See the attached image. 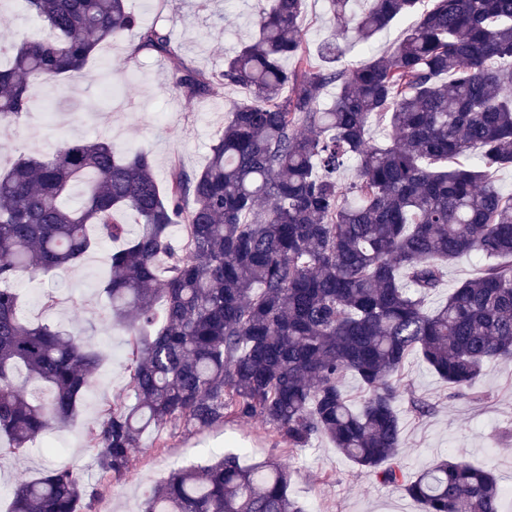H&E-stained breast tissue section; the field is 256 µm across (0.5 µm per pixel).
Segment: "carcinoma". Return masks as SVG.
Wrapping results in <instances>:
<instances>
[{
  "label": "carcinoma",
  "mask_w": 512,
  "mask_h": 512,
  "mask_svg": "<svg viewBox=\"0 0 512 512\" xmlns=\"http://www.w3.org/2000/svg\"><path fill=\"white\" fill-rule=\"evenodd\" d=\"M349 3L328 0L336 33L313 56L304 0H271L253 39L210 77L185 67L132 0H24L41 35L0 44V127L32 107L35 81L80 77L100 43L133 28V52L169 59L184 96L233 85L253 98L231 104L203 169L178 170L164 190L148 153L125 156L102 139H63L0 173L5 451L21 456L69 422L99 359L80 337L24 321L14 282L124 239L104 292L131 336L133 400L86 431L104 482L130 473L150 428L256 418L291 451L330 440L422 512H500L489 469L454 458L406 470L398 403L412 355L454 390L473 389L489 363H512V194L497 184L512 166V0H367L353 16ZM413 14L391 51L339 66L343 23L369 45ZM374 120L389 127L382 144L369 137ZM351 161L356 178L342 185L336 170ZM128 210L135 231L121 221ZM463 255L480 272L428 308ZM349 375L358 400L344 390ZM290 477L227 454L171 473L142 512H304ZM99 495L56 468L15 486L11 512H92Z\"/></svg>",
  "instance_id": "cac0c4a2"
}]
</instances>
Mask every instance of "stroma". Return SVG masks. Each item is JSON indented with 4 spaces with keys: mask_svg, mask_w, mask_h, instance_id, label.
Wrapping results in <instances>:
<instances>
[{
    "mask_svg": "<svg viewBox=\"0 0 512 512\" xmlns=\"http://www.w3.org/2000/svg\"><path fill=\"white\" fill-rule=\"evenodd\" d=\"M152 2V12L141 13V21L166 29L182 62L208 75L222 70L225 55L251 39L266 5L265 0H212L203 11L196 0ZM137 40L133 29L117 41L102 43L81 78L43 86L57 112L45 118L29 111L0 134V169H8L22 153L52 152L64 135L103 138L120 152L148 151L162 185L175 170H201L231 102L248 98L249 92L226 86L213 96L187 98L174 88L167 61L151 53L134 54ZM114 249L113 243H99L72 269L26 276L15 283L25 321L68 330L99 351L102 359L74 417L46 433L55 451L36 442L25 456H0V512H5L8 493L17 482L46 470L68 467L85 483L98 479L95 454L84 432L104 408L129 393L127 336L113 329L102 290ZM49 299L54 302L50 308L45 305ZM400 384L403 462L409 472L426 469L442 456L461 457L492 468L501 488H512V365H488L476 391H455L413 355ZM415 398L432 403L431 413L417 414L411 407ZM224 453L239 455L246 466H290V496L305 512H421L418 502L360 470L329 440H312L292 453L258 420L248 418L204 430L169 424L147 431L131 473L104 489L94 512H141L150 487L176 470L212 463Z\"/></svg>",
    "mask_w": 512,
    "mask_h": 512,
    "instance_id": "stroma-1",
    "label": "stroma"
}]
</instances>
